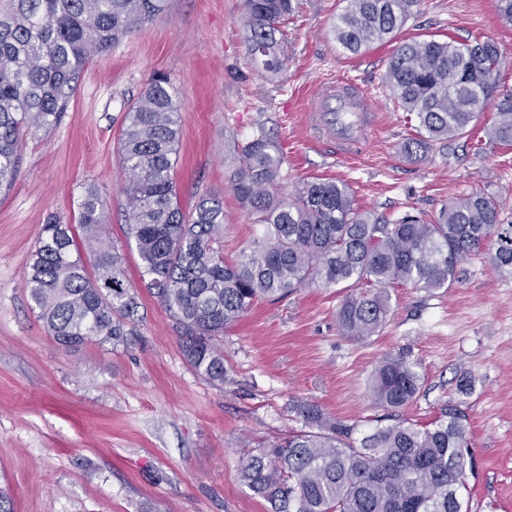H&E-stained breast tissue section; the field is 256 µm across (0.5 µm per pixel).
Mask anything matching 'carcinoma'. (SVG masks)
Instances as JSON below:
<instances>
[{"label":"carcinoma","mask_w":512,"mask_h":512,"mask_svg":"<svg viewBox=\"0 0 512 512\" xmlns=\"http://www.w3.org/2000/svg\"><path fill=\"white\" fill-rule=\"evenodd\" d=\"M417 0H347L336 18L338 43L357 55L401 28ZM165 0H14L0 18V192L12 187L25 131L57 126L90 58L164 10ZM292 0H244L242 23L253 62L271 77L284 68L275 38L292 15ZM385 84L415 121L406 155L463 135L491 104L486 134L512 146V88L501 78L497 45L453 40L406 43L390 57ZM170 78L151 79L128 109L118 157L126 172V242H134L144 287L168 313L186 362L224 384V328L256 301L299 288L345 285L336 311L341 333L377 335L391 304L388 288H450L463 264L489 241L493 265L512 271V224L494 196L471 192L426 220L406 213L394 222L356 207L347 184L303 180L281 185L282 148L265 131L240 143L231 160V190L260 225L239 257L224 260V200L198 198L181 208L172 170L180 130ZM105 199L85 186L79 227L93 257L87 272L75 227L43 225L25 272L30 300L47 331L64 347L97 339L125 344L135 335L139 303L118 247L106 236ZM407 359L386 357L371 380L375 403L400 410L419 390ZM305 430L243 458L241 482L273 512H461L473 468L465 416L450 406L431 423L406 420L362 438L315 404L296 406Z\"/></svg>","instance_id":"obj_1"}]
</instances>
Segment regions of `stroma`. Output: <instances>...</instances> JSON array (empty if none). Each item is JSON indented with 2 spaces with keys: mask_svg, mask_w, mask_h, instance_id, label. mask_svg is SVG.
I'll list each match as a JSON object with an SVG mask.
<instances>
[{
  "mask_svg": "<svg viewBox=\"0 0 512 512\" xmlns=\"http://www.w3.org/2000/svg\"><path fill=\"white\" fill-rule=\"evenodd\" d=\"M293 5L276 34L286 59L279 77L248 56L244 0H166L163 13L92 57L56 128L24 132L18 177L0 193V495L10 512H272L240 480L244 453L301 430L302 402L361 435L386 425L370 380L382 359L398 355L420 375L400 417L424 424L446 406L461 410L474 459L471 512H512V274L487 251L466 262L452 288H391L388 321L366 340L338 328L341 287L255 302L224 330L220 386L186 363L169 315L139 282L117 148L129 106L158 74L171 78L180 103L173 177L181 205L191 209L205 192L223 197L225 260L257 233L230 190L229 159L260 126L284 152V190L308 178L341 181L361 209L392 221L409 211L434 216L481 190L500 197L512 221V147L485 133L493 108L468 137L411 160L400 145L414 131L383 82L403 43L487 37L512 88V23L496 0H418L400 30L357 55L333 31L346 0ZM339 80L363 87L378 114L366 149L341 158L305 119L311 95ZM90 182L107 200L105 231L124 254L140 320L128 344L67 349L32 308L24 272L49 216L77 223Z\"/></svg>",
  "mask_w": 512,
  "mask_h": 512,
  "instance_id": "obj_1",
  "label": "stroma"
}]
</instances>
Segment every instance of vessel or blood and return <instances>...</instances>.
I'll return each mask as SVG.
<instances>
[{
	"mask_svg": "<svg viewBox=\"0 0 512 512\" xmlns=\"http://www.w3.org/2000/svg\"><path fill=\"white\" fill-rule=\"evenodd\" d=\"M369 109L368 93L355 83L340 81L320 90L312 117L324 129L329 150L348 155L361 146Z\"/></svg>",
	"mask_w": 512,
	"mask_h": 512,
	"instance_id": "1",
	"label": "vessel or blood"
}]
</instances>
